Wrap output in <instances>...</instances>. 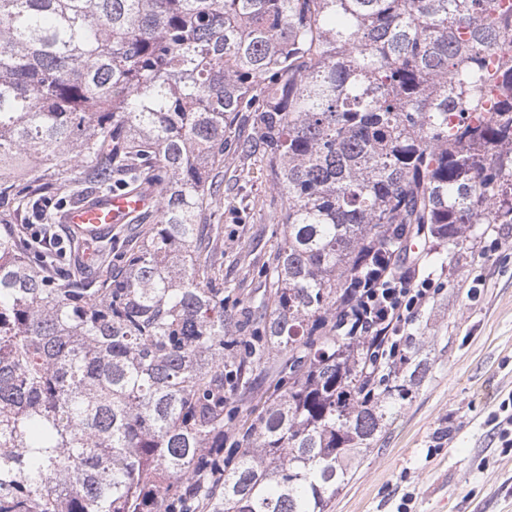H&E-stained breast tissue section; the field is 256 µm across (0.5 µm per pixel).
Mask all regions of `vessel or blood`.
I'll return each mask as SVG.
<instances>
[{"instance_id":"b4317fda","label":"vessel or blood","mask_w":512,"mask_h":512,"mask_svg":"<svg viewBox=\"0 0 512 512\" xmlns=\"http://www.w3.org/2000/svg\"><path fill=\"white\" fill-rule=\"evenodd\" d=\"M157 199L154 187H139L121 194H93L58 215L70 237L81 248L85 265L96 263L100 245L115 229L128 223L135 215L153 207Z\"/></svg>"}]
</instances>
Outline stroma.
I'll return each mask as SVG.
<instances>
[{
  "mask_svg": "<svg viewBox=\"0 0 512 512\" xmlns=\"http://www.w3.org/2000/svg\"><path fill=\"white\" fill-rule=\"evenodd\" d=\"M220 194L210 208L223 233L210 262L238 310L252 311L268 291L265 270L280 241L278 194L263 163L234 148L213 170ZM428 248L424 268L443 292L415 318L405 351L428 372L373 445L329 512H512V449L501 448L489 418L512 395V224L496 225L503 244ZM281 385L275 367H259L233 404L234 428L253 423Z\"/></svg>",
  "mask_w": 512,
  "mask_h": 512,
  "instance_id": "obj_1",
  "label": "stroma"
}]
</instances>
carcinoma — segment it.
<instances>
[{
    "label": "carcinoma",
    "instance_id": "cac0c4a2",
    "mask_svg": "<svg viewBox=\"0 0 512 512\" xmlns=\"http://www.w3.org/2000/svg\"><path fill=\"white\" fill-rule=\"evenodd\" d=\"M496 42L499 0H0V224L73 163L86 190L160 194L116 275L0 233V512H327L425 372L363 393L352 280L512 224ZM245 112L281 201L257 322L199 257ZM272 354L288 386L226 458L230 396Z\"/></svg>",
    "mask_w": 512,
    "mask_h": 512
}]
</instances>
